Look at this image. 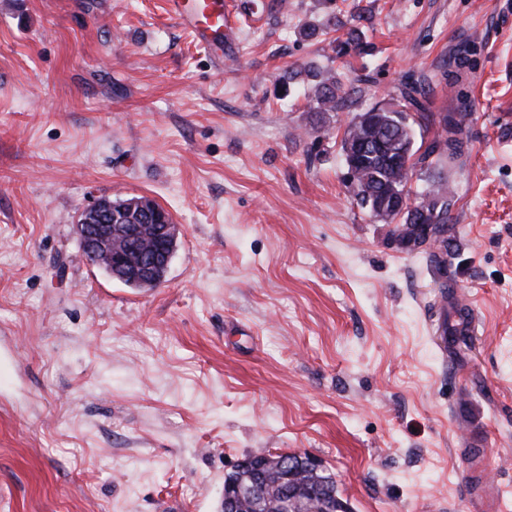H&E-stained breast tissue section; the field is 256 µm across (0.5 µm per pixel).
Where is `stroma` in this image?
I'll return each instance as SVG.
<instances>
[{
	"instance_id": "1",
	"label": "stroma",
	"mask_w": 512,
	"mask_h": 512,
	"mask_svg": "<svg viewBox=\"0 0 512 512\" xmlns=\"http://www.w3.org/2000/svg\"><path fill=\"white\" fill-rule=\"evenodd\" d=\"M223 63L166 0H0V512H219L246 456L320 459L351 512H468L482 448L512 512V0H240ZM313 66L348 92L315 109ZM463 122L451 246L362 208L351 119ZM148 196L178 224L164 280L93 267L73 220ZM454 302L467 344L435 321Z\"/></svg>"
}]
</instances>
